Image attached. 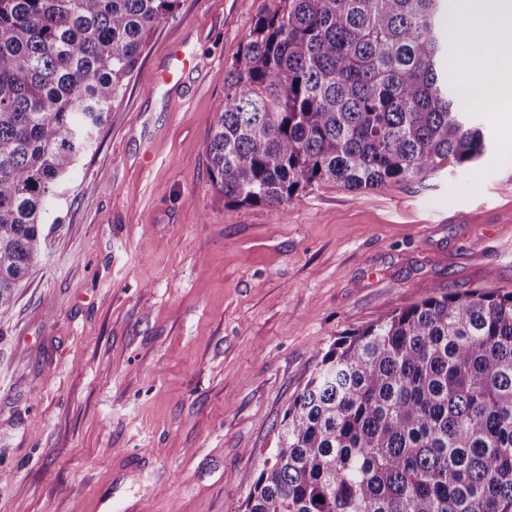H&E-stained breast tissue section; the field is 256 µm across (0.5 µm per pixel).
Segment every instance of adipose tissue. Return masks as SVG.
Here are the masks:
<instances>
[{
  "mask_svg": "<svg viewBox=\"0 0 512 512\" xmlns=\"http://www.w3.org/2000/svg\"><path fill=\"white\" fill-rule=\"evenodd\" d=\"M464 23L493 31L492 39L479 52L482 71L476 79L464 84V92L479 94L486 87H494L497 90L499 112H511L512 68L500 63L497 44L503 39L512 38V0H472L471 9L464 17L460 16L458 11H451L448 16L450 31H458Z\"/></svg>",
  "mask_w": 512,
  "mask_h": 512,
  "instance_id": "obj_1",
  "label": "adipose tissue"
}]
</instances>
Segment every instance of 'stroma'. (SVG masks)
<instances>
[{
  "instance_id": "1",
  "label": "stroma",
  "mask_w": 512,
  "mask_h": 512,
  "mask_svg": "<svg viewBox=\"0 0 512 512\" xmlns=\"http://www.w3.org/2000/svg\"><path fill=\"white\" fill-rule=\"evenodd\" d=\"M273 5L179 0L49 202L0 320V512H233L334 340L438 289H512V122L486 102L467 169L225 206L207 136ZM184 39L199 71L159 84Z\"/></svg>"
}]
</instances>
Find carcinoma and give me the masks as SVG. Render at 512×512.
Instances as JSON below:
<instances>
[{"label":"carcinoma","instance_id":"carcinoma-1","mask_svg":"<svg viewBox=\"0 0 512 512\" xmlns=\"http://www.w3.org/2000/svg\"><path fill=\"white\" fill-rule=\"evenodd\" d=\"M179 0H0V320L45 203ZM446 0H276L206 145L227 206L375 189L490 147L448 78ZM320 496L323 501L315 500ZM234 512H512V289L437 292L336 339Z\"/></svg>","mask_w":512,"mask_h":512}]
</instances>
